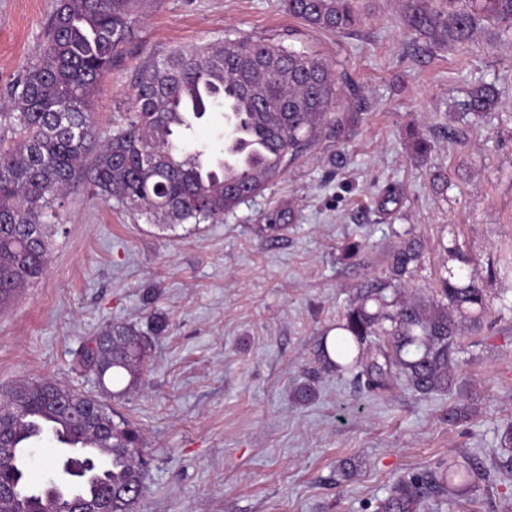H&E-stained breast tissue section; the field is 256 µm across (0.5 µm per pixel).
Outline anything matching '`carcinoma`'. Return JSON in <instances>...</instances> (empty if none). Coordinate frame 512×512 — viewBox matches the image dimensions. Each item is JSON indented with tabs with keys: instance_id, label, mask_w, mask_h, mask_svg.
<instances>
[{
	"instance_id": "cac0c4a2",
	"label": "carcinoma",
	"mask_w": 512,
	"mask_h": 512,
	"mask_svg": "<svg viewBox=\"0 0 512 512\" xmlns=\"http://www.w3.org/2000/svg\"><path fill=\"white\" fill-rule=\"evenodd\" d=\"M448 18L433 10L431 0H415L411 23L442 30L455 44L467 42L483 20L512 26V0H445ZM137 0H59L49 19L46 41L38 62L13 91L16 111L4 115L20 131L21 141L0 153V308L16 293L38 282L50 257L52 224L49 212L67 191L86 179L94 193L116 198L126 209L163 224L216 221L246 196L224 187V160H212L209 175L200 162L206 147L192 152L182 143L195 121L228 99L244 84L254 86L258 104L241 111L236 123H226V139L252 127L274 153L264 168L241 174L251 195L277 179L286 164L315 143L322 131L339 123L337 104L344 90L323 59L282 45L242 36L222 43L175 47L145 71L137 85L127 122L100 138L91 103L98 94L121 44L131 33ZM290 15L307 24L341 33L359 20L356 0H287ZM501 92L481 85L460 103L475 116L494 110ZM294 211L278 207L266 215L268 229L293 223ZM421 255L418 241L403 240L390 256L392 275L402 278ZM391 281L375 280L359 289L356 301L324 336L321 353L338 375L354 374L369 393L381 396L401 383L426 397L452 386L454 339L463 324L474 327L485 318L484 291L473 278L449 272L440 279L436 297L405 298L391 291ZM84 347L80 365L100 381L109 378L125 386L112 392L120 398L141 378L149 339L123 323H113ZM59 392L81 407L100 412L97 425L77 422L55 409ZM15 408L0 421V438L7 453L0 456V482L20 490L27 474L9 463L17 442L29 435L27 417L61 422L65 431L98 448L111 450L101 460L59 459L57 470L66 484L84 471H100L99 498L112 486V512H130L137 497L122 495L128 487L143 488L148 474L141 435L128 421L114 419L101 398L42 379L0 393V408ZM478 473L466 461L448 458L434 480L448 491V504L476 488ZM393 499L416 502L418 482L399 481Z\"/></svg>"
}]
</instances>
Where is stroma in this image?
Segmentation results:
<instances>
[{
  "mask_svg": "<svg viewBox=\"0 0 512 512\" xmlns=\"http://www.w3.org/2000/svg\"><path fill=\"white\" fill-rule=\"evenodd\" d=\"M413 0H358L337 34L284 0H139L132 32L94 101L101 134L123 123L143 70L175 47L242 35L327 61L344 84L339 130L216 223L162 227L76 184L52 222L47 274L0 312V392L51 379L100 395L79 351L107 325L153 340L141 381L109 400L150 460L131 512H385L396 481H428L449 457L482 475L475 512H512V29L484 21L464 44L411 27ZM58 0H0V108L40 57ZM501 104L461 117L471 89ZM431 142L425 159L415 137ZM448 174V190L430 181ZM398 204L383 205L387 190ZM290 205L296 221L269 231ZM423 254L400 285L433 297L448 271L471 276L490 313L462 329L451 391L368 394L319 356L359 286L389 275L407 237ZM358 244L356 256L343 252ZM469 407L452 425L448 408Z\"/></svg>",
  "mask_w": 512,
  "mask_h": 512,
  "instance_id": "obj_1",
  "label": "stroma"
}]
</instances>
